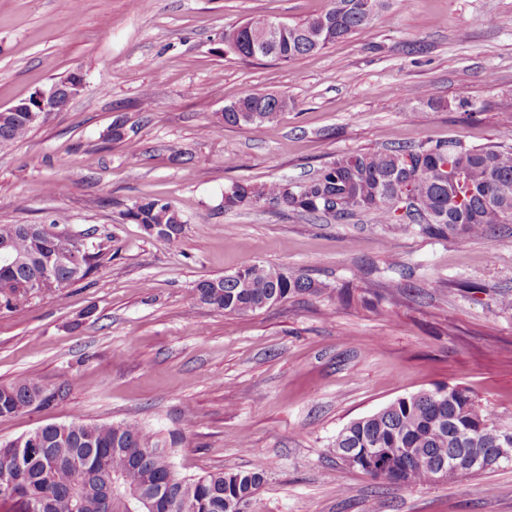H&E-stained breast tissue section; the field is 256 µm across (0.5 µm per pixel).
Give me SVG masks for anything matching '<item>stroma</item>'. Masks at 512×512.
<instances>
[{
	"instance_id": "35a3bbf8",
	"label": "stroma",
	"mask_w": 512,
	"mask_h": 512,
	"mask_svg": "<svg viewBox=\"0 0 512 512\" xmlns=\"http://www.w3.org/2000/svg\"><path fill=\"white\" fill-rule=\"evenodd\" d=\"M329 0H0V109L81 71L84 89L0 149V224L102 244L93 272L0 308V386L51 399L0 417V442L48 423L136 422L182 477L267 465L254 512H512V464L456 483L383 486L331 446L399 397L464 386L512 428V224L485 238L371 215L228 210L232 181H303L337 156L448 139L512 146V0H389L370 31L293 61L244 59L226 33L295 23ZM248 88L288 97L254 131L213 125ZM424 100L405 105L409 89ZM124 128L113 140V123ZM161 198L169 242L125 217ZM260 263L321 282L246 316L196 285ZM477 287H470V280Z\"/></svg>"
}]
</instances>
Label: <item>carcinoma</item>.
<instances>
[{"instance_id":"1","label":"carcinoma","mask_w":512,"mask_h":512,"mask_svg":"<svg viewBox=\"0 0 512 512\" xmlns=\"http://www.w3.org/2000/svg\"><path fill=\"white\" fill-rule=\"evenodd\" d=\"M386 0H331L324 12L296 24L258 15L225 36L246 59L288 62L320 51L372 27ZM288 99L256 89L224 106L216 125L254 130L275 122ZM35 127L23 112H0V147L24 138ZM234 182L224 191L227 210L277 203L313 216L352 217L360 212L377 224H416L437 237L483 238L498 224L512 223V147H466L448 139L341 155L302 182ZM409 200L407 213L399 214ZM126 216L156 235L180 239L185 221L161 199H144ZM8 245L14 266H0V307L28 294L27 284L55 267L59 291L85 278L102 250L38 224H1L0 245ZM314 280L272 266L251 264L197 284L200 300L236 315H247L293 295L314 293ZM49 401L42 385L23 378L0 387V416ZM0 443V505L19 502L24 512H239L249 509L266 479L258 459L249 471L217 470L185 478L173 470L168 448L138 423L87 422L38 427ZM512 430L498 428L491 412L462 386H438L396 399L380 411L350 422L333 442L336 458L387 485L453 483L487 473L512 455ZM366 455L376 457L365 465ZM481 455L484 464L462 470L455 458Z\"/></svg>"}]
</instances>
